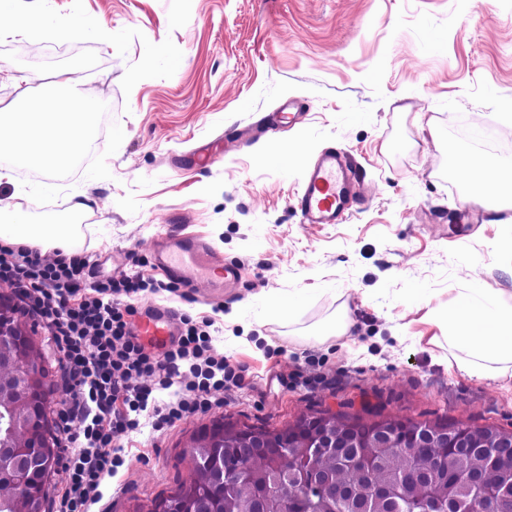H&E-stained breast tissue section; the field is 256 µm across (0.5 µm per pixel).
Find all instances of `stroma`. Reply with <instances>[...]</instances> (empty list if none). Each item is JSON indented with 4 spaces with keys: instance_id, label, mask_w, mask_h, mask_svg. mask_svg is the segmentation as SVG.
Listing matches in <instances>:
<instances>
[{
    "instance_id": "1",
    "label": "stroma",
    "mask_w": 512,
    "mask_h": 512,
    "mask_svg": "<svg viewBox=\"0 0 512 512\" xmlns=\"http://www.w3.org/2000/svg\"><path fill=\"white\" fill-rule=\"evenodd\" d=\"M25 12L79 13L99 40L65 31L0 38V107L51 94L60 58L81 55L83 93L110 103L94 154L68 176L0 157V206L30 195L31 224L75 214L81 252L104 273L161 279L166 232L202 237L243 277L232 299L206 286L142 292L210 320L215 345L243 371L223 406L157 431L119 435L124 463L101 486L109 512H134L190 472V434L219 416L283 427L313 410L363 401L416 420L445 415L512 430V391L448 362L447 315L472 288L512 294V210L498 223L469 196L449 134L459 118L512 130V0H20ZM29 80L20 89L14 76ZM293 129L251 137L286 99ZM359 164L366 205L343 224L291 210L325 147ZM218 157L206 169L200 152ZM80 211H73L76 202ZM298 297L282 310L279 299ZM349 308L346 337L311 345Z\"/></svg>"
}]
</instances>
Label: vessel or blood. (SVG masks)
Masks as SVG:
<instances>
[{
  "mask_svg": "<svg viewBox=\"0 0 512 512\" xmlns=\"http://www.w3.org/2000/svg\"><path fill=\"white\" fill-rule=\"evenodd\" d=\"M359 195V172L353 157L329 148L306 169L292 209L306 224H342L351 215V202ZM157 270L187 283L215 282L218 288L236 287L239 265L220 262L201 237L191 234L163 237L153 252ZM177 313L164 307L149 308L135 323L134 332L145 342L163 346L176 334Z\"/></svg>",
  "mask_w": 512,
  "mask_h": 512,
  "instance_id": "b4317fda",
  "label": "vessel or blood"
}]
</instances>
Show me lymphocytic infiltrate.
I'll return each instance as SVG.
<instances>
[{
    "label": "lymphocytic infiltrate",
    "mask_w": 512,
    "mask_h": 512,
    "mask_svg": "<svg viewBox=\"0 0 512 512\" xmlns=\"http://www.w3.org/2000/svg\"><path fill=\"white\" fill-rule=\"evenodd\" d=\"M0 283L16 292L19 312L45 328L62 355L65 490L55 512H91L101 482L123 460L119 434L140 428L152 410L160 429L223 405L240 374L219 354L210 334L190 319L163 352L148 349L131 331L134 295L147 282L137 275L99 276L89 257L0 244ZM175 388L174 400L149 407L154 391Z\"/></svg>",
    "instance_id": "lymphocytic-infiltrate-1"
}]
</instances>
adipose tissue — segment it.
Wrapping results in <instances>:
<instances>
[{
    "label": "adipose tissue",
    "mask_w": 512,
    "mask_h": 512,
    "mask_svg": "<svg viewBox=\"0 0 512 512\" xmlns=\"http://www.w3.org/2000/svg\"><path fill=\"white\" fill-rule=\"evenodd\" d=\"M9 14L0 35L25 33L29 27L60 28L77 35H99V22L79 15L62 17L51 13L8 12L0 0V14ZM96 103L89 95L75 92L62 112H24L19 107L0 108V149L30 163L58 167L73 159L88 139ZM448 165L464 168L475 188L474 198L490 212L512 206V165L486 162L475 165L449 156ZM25 195L0 210V241L64 253L75 249L77 227L73 224H29L25 221ZM448 353L462 376L491 379L512 390V296L485 288L471 289L463 303L448 314Z\"/></svg>",
    "instance_id": "adipose-tissue-1"
}]
</instances>
